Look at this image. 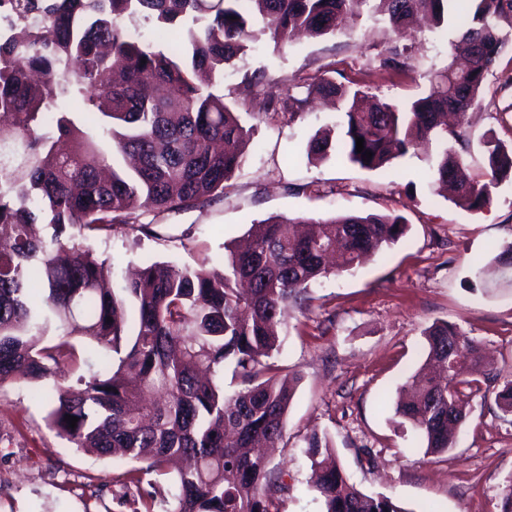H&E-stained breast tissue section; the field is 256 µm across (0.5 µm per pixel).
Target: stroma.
Segmentation results:
<instances>
[{
    "label": "stroma",
    "instance_id": "stroma-1",
    "mask_svg": "<svg viewBox=\"0 0 512 512\" xmlns=\"http://www.w3.org/2000/svg\"><path fill=\"white\" fill-rule=\"evenodd\" d=\"M495 24L511 41L463 126L469 149L462 158L478 180L482 136L512 146V20ZM457 27L452 20L426 33L396 32L383 16L365 12L323 37L256 42L216 86L250 131L245 162L223 196L184 212L144 213L138 223L91 238L74 234L107 260L117 285L128 270L152 262L223 270L225 244L271 215L406 219L409 232L397 245L355 272L315 284L306 311H287L290 332L276 362L298 384L284 436L269 454L278 477L265 487L280 512H322L305 448L315 431L332 438L350 483L410 512H501L512 490V415L495 402L502 382L512 380V282L491 263L494 247L512 242V179L499 184L488 206L467 211L434 191L425 154L373 172L334 155L311 163L309 138L335 126L339 112L317 100L290 118L266 105L274 84L302 97L322 76L403 104L425 94L447 64ZM392 46L406 73L383 67ZM146 224L152 234L143 232ZM436 322L478 341L499 380L472 396L453 448L429 454L419 432L395 417L393 403L423 363V332ZM77 377L62 371L37 390L21 380L0 388V512H140V490L125 493L115 483L124 464L73 448L47 425L54 383L74 388Z\"/></svg>",
    "mask_w": 512,
    "mask_h": 512
}]
</instances>
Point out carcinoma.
Returning a JSON list of instances; mask_svg holds the SVG:
<instances>
[{"instance_id":"obj_1","label":"carcinoma","mask_w":512,"mask_h":512,"mask_svg":"<svg viewBox=\"0 0 512 512\" xmlns=\"http://www.w3.org/2000/svg\"><path fill=\"white\" fill-rule=\"evenodd\" d=\"M450 0H16L21 26L0 35V388L20 375L36 384L62 366L82 369L76 341L98 349L84 388L57 387L49 428L78 450L142 464L122 474L168 475L177 493L170 512H279L264 493L272 478L255 451L283 438L297 378L269 362L288 329L284 310L308 299L312 285L356 269L397 244L403 216L342 214L325 220L270 217L251 224L249 243L231 250L224 271L150 263L118 288L104 286L106 261L71 245V230H112L139 213L188 210L224 192L243 162L249 131L215 77L266 37L285 44L297 32L322 37L341 17L368 5L400 27L424 16L439 28ZM512 0H477L451 42V60L429 90L400 110L322 76L299 99L284 87L268 105L295 114L317 96L336 99L339 139L321 131L307 158L336 152L375 171L412 149H434L430 183L451 187L455 204L477 211L512 177V149L482 140L485 180H473L448 142L480 96L507 38L491 19ZM152 21L161 43L130 35L126 23ZM146 63H141V60ZM79 104L75 121L63 102ZM364 139L357 152L356 138ZM134 315H129L127 305ZM112 321H106V318ZM423 371L408 377L412 396L395 415L420 432L426 452L453 447L448 416L466 418L478 380L430 371L453 356L491 371L480 344L447 322L425 331ZM242 388L224 393V368ZM512 414V380L496 393ZM78 418L69 427L65 415ZM310 486L322 512H411L390 496H372L343 470L324 464L335 450L326 433L306 437Z\"/></svg>"}]
</instances>
